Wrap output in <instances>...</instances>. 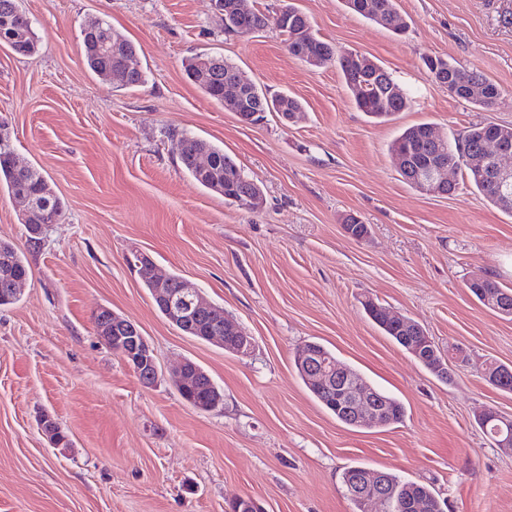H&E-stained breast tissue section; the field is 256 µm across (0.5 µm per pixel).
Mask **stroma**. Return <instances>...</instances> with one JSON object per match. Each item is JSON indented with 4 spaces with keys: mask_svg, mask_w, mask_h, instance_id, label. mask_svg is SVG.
Here are the masks:
<instances>
[{
    "mask_svg": "<svg viewBox=\"0 0 512 512\" xmlns=\"http://www.w3.org/2000/svg\"><path fill=\"white\" fill-rule=\"evenodd\" d=\"M318 36L374 57L412 105L378 123L359 111L336 66L309 70L276 28L224 32L212 0H21L39 49L0 48V134L39 169L65 216L29 250L21 207L0 191V239L31 275L0 308V512H227L249 496L262 512H356L342 484L354 465L430 485L445 512H512V452L478 423L512 418V393L481 374L512 366V318L483 306L467 281L512 287V214L469 182L419 192L393 163L402 129L444 137L477 122L512 125V0H396L394 33L344 0H292ZM103 21L132 40L146 81L127 88L86 66L80 29ZM208 53L236 64L273 97L300 100L294 122L257 125L211 100L185 66ZM437 56L497 84L479 106L435 85ZM224 149L264 194L247 211L200 186L179 138ZM370 227L356 240L347 215ZM198 285L253 339L236 355L183 335L157 310L131 258ZM373 299L420 324L448 356L444 381L366 316ZM136 323L159 366L154 385L96 334L100 307ZM317 342L405 408L401 423L349 427L295 368ZM201 365L224 393L200 412L168 371ZM50 415L71 445L52 447Z\"/></svg>",
    "mask_w": 512,
    "mask_h": 512,
    "instance_id": "stroma-1",
    "label": "stroma"
}]
</instances>
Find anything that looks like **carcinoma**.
Listing matches in <instances>:
<instances>
[{
  "label": "carcinoma",
  "instance_id": "cac0c4a2",
  "mask_svg": "<svg viewBox=\"0 0 512 512\" xmlns=\"http://www.w3.org/2000/svg\"><path fill=\"white\" fill-rule=\"evenodd\" d=\"M217 2L224 9V27L228 32L246 37L272 25L286 35L288 51L293 56L297 55L295 47L298 31L311 26L309 17L291 3L281 7L282 15L271 16L252 9L239 15L230 10L236 0H217ZM359 3L360 8L354 10V13L390 30H400L401 24L395 0H359ZM309 38L322 60V66L334 64L339 67L358 108L369 117L386 121L410 107L411 98L404 88L391 73L372 58L358 52H341L333 44L317 38L312 33L309 34ZM82 44L87 67L98 77H103L116 63V58L94 50L85 37L82 38ZM0 45L8 47L21 56H30L38 51L39 38L34 31L32 20L21 7L20 0H0ZM425 65L435 84L456 86L458 98L486 106L495 103L500 97V89L496 84L477 73L461 70L444 58L428 57ZM186 72L189 80L215 101L224 95V82L245 77L244 72L236 65L222 57L205 53L192 58ZM473 83L483 86V96H468L466 88ZM274 102L279 103L284 112H295L302 108L299 100L287 94L273 99L268 98L251 80L246 83L245 97L237 104V108L242 110L244 116L253 117L251 123L255 124L263 120L264 113L270 111V104ZM427 127L426 123L409 126L390 145V153H399L407 157L409 170L402 169L400 173L411 186L418 189L422 188V185L412 178V174L415 173L417 165L435 154V149L426 140ZM492 129L493 124L480 122L470 126L461 137L447 140L448 148L443 153V159L448 161V165L454 167L456 171H465L469 182L499 207L501 200L494 186L482 179L478 171L484 145ZM180 144L182 151L179 154V161L182 168L202 187L209 190L215 181L224 184V200L231 204L234 200L242 199L252 192L254 181L244 174L235 159L224 153V149L190 135L182 136ZM203 148L207 149L211 158V168L206 172L199 170L195 165L196 153ZM46 184L47 179L39 170L31 167L24 172L16 167L12 149L7 140L1 138L0 189L5 190L10 196L25 194L38 206L43 203L49 204V208L44 210V219L59 222L64 217V208L54 194L47 192ZM5 265L8 266L9 273L15 276L27 277L30 273V266L25 256L12 243L0 240V306L16 302V298L4 286L3 276H1ZM466 287L481 302L487 294L496 298L498 308L495 312L503 316H512V288L502 286L487 275L472 278ZM363 307L384 335L397 344H402L400 337L412 335L411 344L420 349L419 362L428 367L430 372H436L435 368L429 366L428 333L423 327H417L412 334L407 332L402 324L391 322L382 316L378 312L377 303L370 298L364 301ZM493 366L496 370L488 383L503 392L512 393V367L496 362ZM309 391L323 407L336 416V419L348 426L353 425L349 415L338 405L331 404L326 393L314 386L309 387ZM178 394L187 402L192 398L216 399L210 379L204 376L195 379L190 387L184 391H178ZM378 395L387 408L383 425L390 426L402 422L404 418L402 404L382 390L378 391ZM384 477L391 498L388 512H413L409 506L419 497L427 500L426 512H443L440 500L429 487L403 479L388 471L384 472Z\"/></svg>",
  "mask_w": 512,
  "mask_h": 512
}]
</instances>
